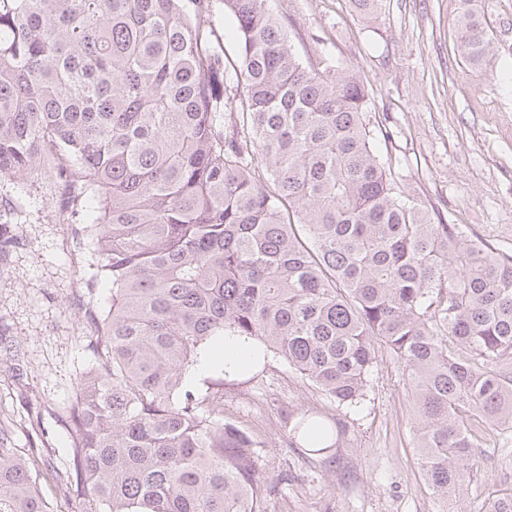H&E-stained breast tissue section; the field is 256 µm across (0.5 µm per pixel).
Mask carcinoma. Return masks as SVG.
<instances>
[{"mask_svg":"<svg viewBox=\"0 0 512 512\" xmlns=\"http://www.w3.org/2000/svg\"><path fill=\"white\" fill-rule=\"evenodd\" d=\"M209 3L0 0V183L44 168L51 196L85 214L89 292L110 288L89 307L92 363L68 410L84 512H268L265 445L224 419V379L188 380L224 336L263 345L345 409L387 348L424 481L460 495L462 412L512 426V256L432 223L395 184L359 77L305 66L266 0H224L230 68L201 25ZM456 28L481 66L485 15L469 8ZM287 423L320 454L335 445L314 412ZM0 512H50L2 437Z\"/></svg>","mask_w":512,"mask_h":512,"instance_id":"1","label":"carcinoma"}]
</instances>
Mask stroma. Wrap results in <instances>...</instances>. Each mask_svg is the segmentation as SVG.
Returning <instances> with one entry per match:
<instances>
[{
	"mask_svg": "<svg viewBox=\"0 0 512 512\" xmlns=\"http://www.w3.org/2000/svg\"><path fill=\"white\" fill-rule=\"evenodd\" d=\"M302 62L364 81L363 115L380 161L427 207L432 223L512 256V0H483L493 52L470 67L457 50L464 0H266ZM31 196L0 252V431L40 477L53 512H81L56 480L72 469L67 407L91 353L85 311L89 256L61 220L44 176L23 177ZM404 365L379 349L365 400L344 412L287 363L234 374L224 416L267 450L279 484L269 512H441L414 448L418 420ZM335 424V448L291 446L287 412ZM469 492L452 512H491L492 491L512 492V429L476 428Z\"/></svg>",
	"mask_w": 512,
	"mask_h": 512,
	"instance_id": "obj_1",
	"label": "stroma"
}]
</instances>
